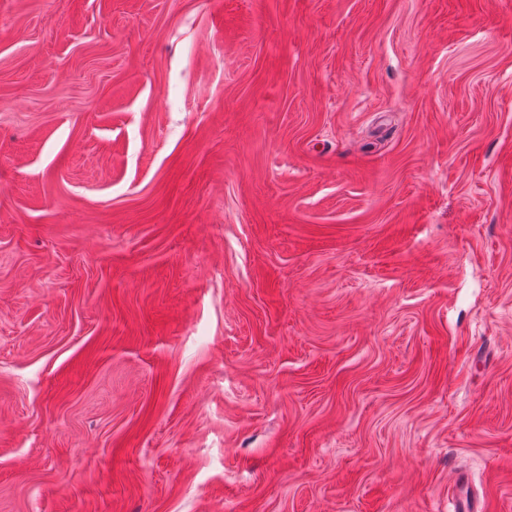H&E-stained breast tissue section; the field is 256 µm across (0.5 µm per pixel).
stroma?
<instances>
[{"label":"stroma","mask_w":512,"mask_h":512,"mask_svg":"<svg viewBox=\"0 0 512 512\" xmlns=\"http://www.w3.org/2000/svg\"><path fill=\"white\" fill-rule=\"evenodd\" d=\"M512 512V0H0V512Z\"/></svg>","instance_id":"35a3bbf8"}]
</instances>
